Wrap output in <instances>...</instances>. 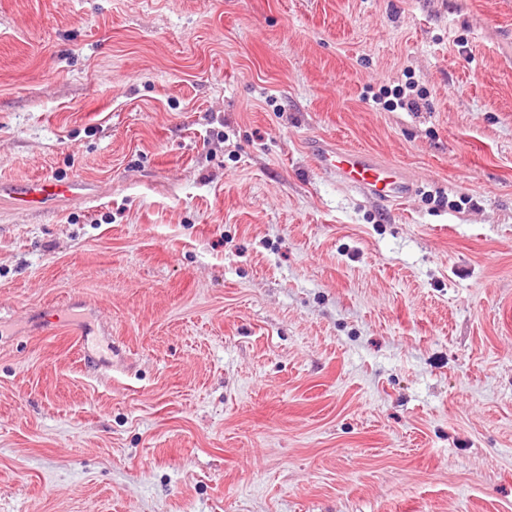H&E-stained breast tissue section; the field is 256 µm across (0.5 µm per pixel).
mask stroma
Listing matches in <instances>:
<instances>
[{
	"mask_svg": "<svg viewBox=\"0 0 512 512\" xmlns=\"http://www.w3.org/2000/svg\"><path fill=\"white\" fill-rule=\"evenodd\" d=\"M72 176L0 199V512H512V0H0V181ZM308 152L318 170L336 175L344 187L383 207L397 205L415 191V182L404 167L361 149L341 148L331 141L315 139L309 142ZM19 209L44 211L59 202H87L95 196L93 184L79 178H37L22 184L0 182V197Z\"/></svg>",
	"mask_w": 512,
	"mask_h": 512,
	"instance_id": "35a3bbf8",
	"label": "stroma"
}]
</instances>
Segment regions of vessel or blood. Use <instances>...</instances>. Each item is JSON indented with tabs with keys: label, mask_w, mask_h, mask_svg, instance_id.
Here are the masks:
<instances>
[{
	"label": "vessel or blood",
	"mask_w": 512,
	"mask_h": 512,
	"mask_svg": "<svg viewBox=\"0 0 512 512\" xmlns=\"http://www.w3.org/2000/svg\"><path fill=\"white\" fill-rule=\"evenodd\" d=\"M308 152L315 167L335 175L346 188L372 198L381 206L396 205L410 196L415 182L402 166L379 160L355 148H341L331 141H310ZM95 195L93 184L79 178H37L22 184L0 182V197L19 209L44 211L58 203L86 202Z\"/></svg>",
	"instance_id": "obj_1"
}]
</instances>
